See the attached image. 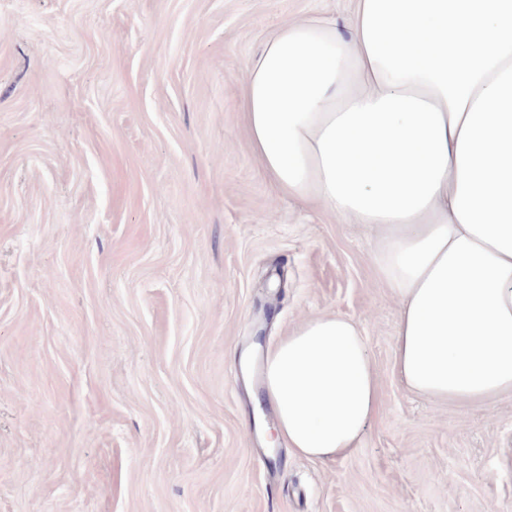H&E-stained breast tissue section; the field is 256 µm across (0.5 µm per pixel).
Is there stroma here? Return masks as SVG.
Here are the masks:
<instances>
[{
	"mask_svg": "<svg viewBox=\"0 0 512 512\" xmlns=\"http://www.w3.org/2000/svg\"><path fill=\"white\" fill-rule=\"evenodd\" d=\"M355 0H0V512H512V396L410 392L367 224L277 197L247 63ZM359 322L360 448L267 447L254 369Z\"/></svg>",
	"mask_w": 512,
	"mask_h": 512,
	"instance_id": "obj_1",
	"label": "stroma"
}]
</instances>
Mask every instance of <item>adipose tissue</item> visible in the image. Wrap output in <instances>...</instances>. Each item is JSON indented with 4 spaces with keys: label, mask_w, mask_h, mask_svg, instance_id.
<instances>
[{
    "label": "adipose tissue",
    "mask_w": 512,
    "mask_h": 512,
    "mask_svg": "<svg viewBox=\"0 0 512 512\" xmlns=\"http://www.w3.org/2000/svg\"><path fill=\"white\" fill-rule=\"evenodd\" d=\"M350 35L280 27L247 67L249 146L276 191L374 230L416 393L512 394V0H356ZM363 329L304 319L267 347L270 445L352 454L379 412Z\"/></svg>",
    "instance_id": "1"
}]
</instances>
